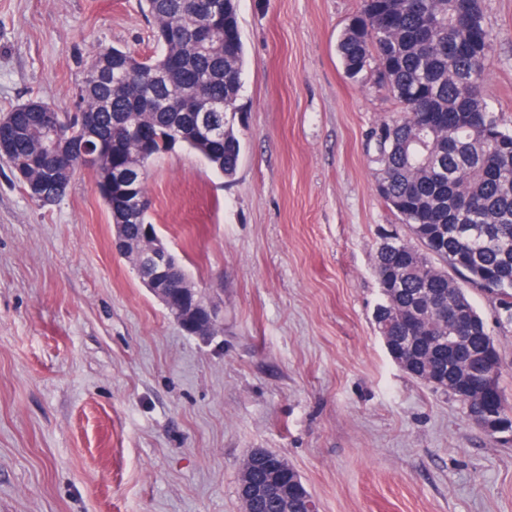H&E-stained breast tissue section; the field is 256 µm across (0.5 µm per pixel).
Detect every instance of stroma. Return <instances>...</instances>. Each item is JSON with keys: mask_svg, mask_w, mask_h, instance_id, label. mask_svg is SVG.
<instances>
[{"mask_svg": "<svg viewBox=\"0 0 512 512\" xmlns=\"http://www.w3.org/2000/svg\"><path fill=\"white\" fill-rule=\"evenodd\" d=\"M361 0H238L245 49L227 178L178 148L148 220L224 332L187 335L113 244L88 171L57 204L0 161V512H242L238 464L285 457L319 512H512V436L406 374L374 322L382 230L371 132L397 112L337 38ZM483 97L512 130V0H482ZM140 0H0V115L66 108L97 46L157 53ZM512 408V325L472 288Z\"/></svg>", "mask_w": 512, "mask_h": 512, "instance_id": "35a3bbf8", "label": "stroma"}]
</instances>
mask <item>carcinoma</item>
I'll use <instances>...</instances> for the list:
<instances>
[{
	"label": "carcinoma",
	"instance_id": "carcinoma-1",
	"mask_svg": "<svg viewBox=\"0 0 512 512\" xmlns=\"http://www.w3.org/2000/svg\"><path fill=\"white\" fill-rule=\"evenodd\" d=\"M206 0H141L153 20V39L161 52L141 57L104 47L90 57L75 89L74 106L93 118L92 173L111 223L141 237L138 220L119 214L112 200V165L107 148L116 136L134 142L133 130L149 122L153 137L148 159L181 145L200 154L230 178L239 166L242 141L234 122L223 123L224 149L192 128L194 114L216 100L236 108L243 88L244 48L236 0H221L210 12ZM492 34L481 0H361L338 42L346 73L355 78L374 68L390 88L401 112L372 132L375 186L379 197L413 241L395 233L377 249L376 275L381 302L374 321L395 345L400 366L436 391L452 397L473 384V370L488 346L501 363L491 331L468 293L438 259L467 284L493 295L500 321L512 323V132L497 116L485 126L470 122L471 112L489 113L481 95ZM449 118L434 126L430 114ZM10 151L6 163L28 181L21 186L41 207L63 198L60 183H71L84 153L82 131L69 135L76 116L54 104L31 99L9 112ZM188 273L173 262L168 275L175 295ZM446 309L459 306L472 315L465 334L452 333L448 318L429 314L434 299ZM468 418H479L487 403L472 392L460 401ZM311 493L301 483L288 501L250 504L251 512H309Z\"/></svg>",
	"mask_w": 512,
	"mask_h": 512
}]
</instances>
